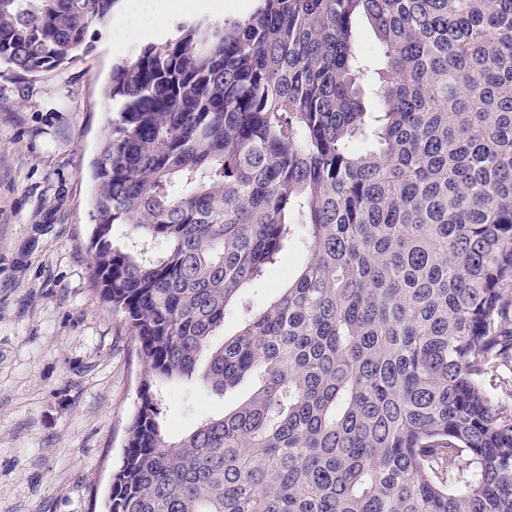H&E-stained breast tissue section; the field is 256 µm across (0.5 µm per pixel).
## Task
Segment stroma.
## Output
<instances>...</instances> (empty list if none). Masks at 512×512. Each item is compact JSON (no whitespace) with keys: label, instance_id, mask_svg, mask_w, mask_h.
Returning a JSON list of instances; mask_svg holds the SVG:
<instances>
[{"label":"stroma","instance_id":"obj_1","mask_svg":"<svg viewBox=\"0 0 512 512\" xmlns=\"http://www.w3.org/2000/svg\"><path fill=\"white\" fill-rule=\"evenodd\" d=\"M145 43L114 45L107 24L73 63L0 74V512H102L121 460L140 365L94 289L88 169L110 130L112 68ZM304 259L289 244L248 288L251 305L271 302ZM251 391L172 390L169 437Z\"/></svg>","mask_w":512,"mask_h":512}]
</instances>
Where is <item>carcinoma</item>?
<instances>
[{
    "label": "carcinoma",
    "instance_id": "1",
    "mask_svg": "<svg viewBox=\"0 0 512 512\" xmlns=\"http://www.w3.org/2000/svg\"><path fill=\"white\" fill-rule=\"evenodd\" d=\"M117 3L0 0V65L73 62ZM106 96L93 282L142 367L108 512H512V0H258ZM247 379L168 437L166 388ZM304 259L301 244L298 241L289 244L279 262L247 289L250 304L259 307L271 302L278 294L277 288L285 285L288 276L291 277L302 266Z\"/></svg>",
    "mask_w": 512,
    "mask_h": 512
}]
</instances>
